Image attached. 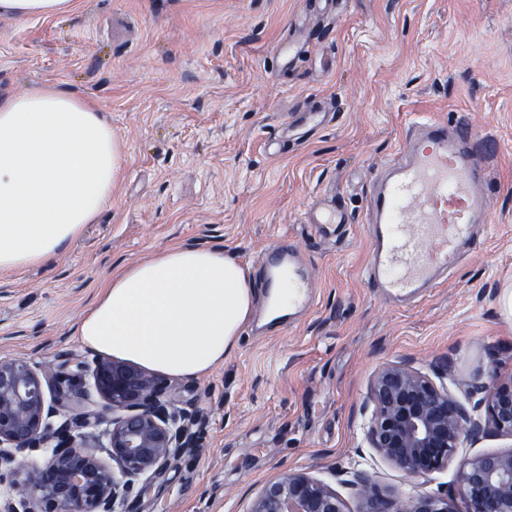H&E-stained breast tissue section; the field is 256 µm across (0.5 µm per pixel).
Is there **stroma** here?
I'll return each instance as SVG.
<instances>
[{
	"label": "stroma",
	"mask_w": 512,
	"mask_h": 512,
	"mask_svg": "<svg viewBox=\"0 0 512 512\" xmlns=\"http://www.w3.org/2000/svg\"><path fill=\"white\" fill-rule=\"evenodd\" d=\"M303 0H79L72 14L0 15V93L62 84L96 105L122 151L99 218L47 266L0 273V359L93 362L74 325L117 265L183 243L222 247L244 267L281 239L308 260L314 308L286 328L243 333L202 379H172L208 414L196 455L171 460L138 512H249L268 480L307 472L347 512L356 475L424 496L455 488L448 465L408 477L365 443L371 376L405 361L460 400L477 378H512V0H349L288 72L274 55ZM334 99V123L270 156L293 112ZM466 117L489 146L493 199L479 245L422 300L392 304L360 278L364 205L380 163L414 118ZM324 193L353 222L306 224Z\"/></svg>",
	"instance_id": "35a3bbf8"
}]
</instances>
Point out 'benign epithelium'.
I'll return each mask as SVG.
<instances>
[{
  "instance_id": "7a95c632",
  "label": "benign epithelium",
  "mask_w": 512,
  "mask_h": 512,
  "mask_svg": "<svg viewBox=\"0 0 512 512\" xmlns=\"http://www.w3.org/2000/svg\"><path fill=\"white\" fill-rule=\"evenodd\" d=\"M24 359H0V482L23 470L22 458L49 449L46 462L12 484L4 512H123L172 457L199 447L209 416L175 404L163 378L133 363L103 359L92 376L100 404L90 402L76 371ZM483 401L469 406L405 362L373 373L368 447L417 478L457 462V487L422 497L393 498L363 475L353 482L360 512H512V449L456 459L464 442L493 429L512 437V380L480 382ZM486 403V418L478 415ZM63 416L56 423L53 418ZM108 437L105 461L84 449L85 431ZM249 512H344L329 484L304 472L268 481Z\"/></svg>"
}]
</instances>
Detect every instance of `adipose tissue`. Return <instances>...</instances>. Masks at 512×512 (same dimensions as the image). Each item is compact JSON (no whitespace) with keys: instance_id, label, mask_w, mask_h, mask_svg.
<instances>
[{"instance_id":"obj_1","label":"adipose tissue","mask_w":512,"mask_h":512,"mask_svg":"<svg viewBox=\"0 0 512 512\" xmlns=\"http://www.w3.org/2000/svg\"><path fill=\"white\" fill-rule=\"evenodd\" d=\"M78 0H0L51 18ZM121 165L111 126L62 85L0 95V272L47 264L103 211ZM256 293L223 249L173 244L101 280L75 332L86 349L173 379L209 375L238 349Z\"/></svg>"}]
</instances>
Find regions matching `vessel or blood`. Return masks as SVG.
<instances>
[{"label": "vessel or blood", "instance_id": "vessel-or-blood-1", "mask_svg": "<svg viewBox=\"0 0 512 512\" xmlns=\"http://www.w3.org/2000/svg\"><path fill=\"white\" fill-rule=\"evenodd\" d=\"M311 35L288 36L275 49L281 69H293L311 48ZM335 107L293 113L277 138L279 146L302 144L334 122ZM487 175L484 154L463 123L438 119L410 123L398 150L383 161L365 198L371 242L362 270L365 284L383 299L406 303L422 297L447 277L471 249L488 221L491 200L478 191ZM307 223L345 227L352 218L338 200L323 198L308 210ZM258 286L265 293L288 290L280 324L311 308L302 252L280 242L257 260Z\"/></svg>", "mask_w": 512, "mask_h": 512}]
</instances>
